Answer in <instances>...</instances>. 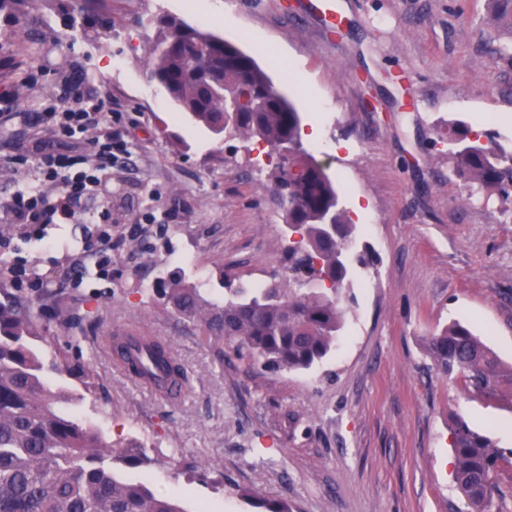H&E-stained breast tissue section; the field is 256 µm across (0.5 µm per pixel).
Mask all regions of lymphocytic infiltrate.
I'll return each instance as SVG.
<instances>
[{
	"mask_svg": "<svg viewBox=\"0 0 512 512\" xmlns=\"http://www.w3.org/2000/svg\"><path fill=\"white\" fill-rule=\"evenodd\" d=\"M73 94V89L67 87L58 97L46 100L36 113L35 121L66 137L89 128L97 129L98 136L90 144L91 152L70 155L47 147H35L32 155L36 167L44 180L55 183L57 191L50 199L35 192L17 193L10 203L0 207V213L6 214L11 223L26 224L34 229L49 224L74 223L75 201L96 181L95 176L83 172V165L103 170L127 152L124 139L112 128L114 115L111 109L101 103L69 106L68 100Z\"/></svg>",
	"mask_w": 512,
	"mask_h": 512,
	"instance_id": "f902f5d3",
	"label": "lymphocytic infiltrate"
}]
</instances>
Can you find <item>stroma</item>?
<instances>
[{"mask_svg":"<svg viewBox=\"0 0 512 512\" xmlns=\"http://www.w3.org/2000/svg\"><path fill=\"white\" fill-rule=\"evenodd\" d=\"M230 23H203L193 0H34L0 14V87L17 107L0 118V204L38 184L31 141L85 153L96 130L69 138L35 126L43 99L69 84L111 106L128 155L102 174L112 196L108 277L96 274L94 215L43 236L0 219V261L19 262L59 291L58 307L0 271V303L35 305L43 326L91 364L95 392L66 376L69 409L107 442L146 444L133 474L186 512H467L453 478L450 427L463 417L504 453L494 504L512 512V402L467 394L439 373L428 338L451 321L468 326L512 364V202L486 198L454 173L448 128L463 122L512 148V47L488 0H340L346 24L329 37L310 0H215ZM111 14V30L98 24ZM162 13L206 27L253 55L303 122L305 141L335 183L373 265L354 266L344 327L313 371L272 372L206 338L163 290L171 278L224 298V276L248 287L284 273L292 239L257 140L218 139L148 82ZM265 42L267 51L257 48ZM297 62L302 83L290 81ZM40 68L37 84L25 81ZM76 315L61 327L58 310ZM132 332L169 342L191 385L169 401L142 390L101 348Z\"/></svg>","mask_w":512,"mask_h":512,"instance_id":"obj_1","label":"stroma"}]
</instances>
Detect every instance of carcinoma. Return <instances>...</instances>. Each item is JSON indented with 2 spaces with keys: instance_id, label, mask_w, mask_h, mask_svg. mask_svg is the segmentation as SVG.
I'll use <instances>...</instances> for the list:
<instances>
[{
  "instance_id": "obj_1",
  "label": "carcinoma",
  "mask_w": 512,
  "mask_h": 512,
  "mask_svg": "<svg viewBox=\"0 0 512 512\" xmlns=\"http://www.w3.org/2000/svg\"><path fill=\"white\" fill-rule=\"evenodd\" d=\"M493 19L512 41V0H492ZM139 26L155 29L145 76L214 135L257 138L277 159L274 187L288 229L300 235L288 246V276L266 286L226 284L224 302L175 280L168 301L208 337L232 344L239 358L273 371L303 372L335 347L343 328L339 303L352 287L354 225L324 168L302 143L300 112L281 95L256 60L224 38L166 15L151 14ZM455 172L477 189L512 199V149L457 123L449 134ZM53 336L29 304L0 303V512H183L155 494L144 479L118 475L114 461L138 467L150 458L142 448L112 449L93 424L59 409L61 395L47 376L67 374L93 388L88 365L71 366L67 354L46 361L42 347ZM107 348L123 369L159 391H186L189 378L167 342L157 336H112ZM443 374H455L466 392L497 395L512 388V367L466 326L453 322L427 341ZM455 479L470 512H492V475L502 453L488 435L462 418L452 423Z\"/></svg>"
}]
</instances>
